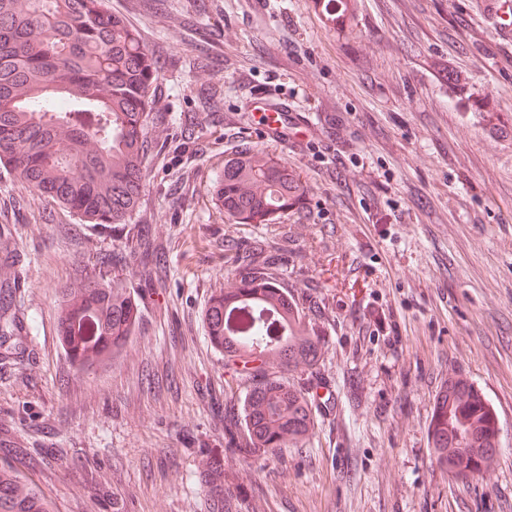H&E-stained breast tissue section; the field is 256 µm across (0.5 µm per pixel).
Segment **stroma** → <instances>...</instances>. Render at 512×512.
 <instances>
[{"label": "stroma", "instance_id": "obj_1", "mask_svg": "<svg viewBox=\"0 0 512 512\" xmlns=\"http://www.w3.org/2000/svg\"><path fill=\"white\" fill-rule=\"evenodd\" d=\"M183 0L160 15L107 0L160 60L148 123L144 210L167 247L165 287L127 272L131 224H83L0 168V220L13 224L0 282L16 286L23 342L0 339V430L23 445L82 451L83 466L31 472L54 512H210L195 478L224 445L225 394L245 388L206 339L211 294L238 273L225 241L277 245L279 272L318 321L326 387L300 448L225 462L248 491L241 512H512V41L483 0H351L336 30L313 0H212L195 29ZM208 43V67L193 68ZM224 84V123L175 162L200 84ZM286 99L287 139L260 131L261 90ZM302 125H294L295 115ZM274 155L309 190L274 224H235L212 184L242 146ZM138 297L141 321L114 364L79 374L58 336L63 286L96 255ZM494 409L500 448L487 474L439 465L429 424L448 381Z\"/></svg>", "mask_w": 512, "mask_h": 512}]
</instances>
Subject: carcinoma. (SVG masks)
Returning a JSON list of instances; mask_svg holds the SVG:
<instances>
[{
	"mask_svg": "<svg viewBox=\"0 0 512 512\" xmlns=\"http://www.w3.org/2000/svg\"><path fill=\"white\" fill-rule=\"evenodd\" d=\"M324 11L338 27L351 16ZM160 66L125 16L105 0H0V164L33 194L88 224H127L145 198V126ZM224 85L199 93L202 110L218 116ZM181 148L193 150L198 135L184 116ZM307 188L288 167L264 151L243 148L224 162L212 200L236 224H270L303 204ZM131 252L150 260L158 285L168 278L166 246L138 230ZM239 277L215 292L204 312L209 342L246 382L239 411L224 413V447L199 459L201 486L229 512L245 494L224 468L226 450L260 457L303 444L314 426L303 390L283 374L314 368L320 337L302 324L300 308L281 285L285 250L255 246L241 255ZM11 302L0 295V332L18 325ZM59 337L72 365L89 374L113 360L138 324L141 311L112 277V254L101 253L80 282L61 290ZM437 460L454 477L482 472L499 448L497 417L485 397L462 379L439 395L430 425ZM31 470L67 467L79 452L53 459L19 448L0 435V512H51L41 487L14 465Z\"/></svg>",
	"mask_w": 512,
	"mask_h": 512,
	"instance_id": "cac0c4a2",
	"label": "carcinoma"
}]
</instances>
